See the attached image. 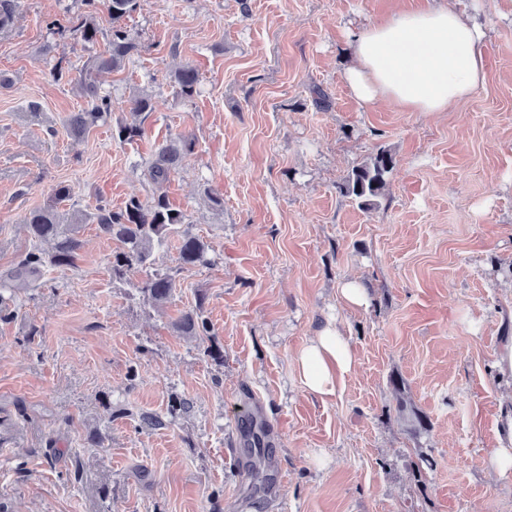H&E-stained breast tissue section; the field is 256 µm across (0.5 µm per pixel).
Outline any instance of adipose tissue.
I'll return each instance as SVG.
<instances>
[{"label":"adipose tissue","mask_w":512,"mask_h":512,"mask_svg":"<svg viewBox=\"0 0 512 512\" xmlns=\"http://www.w3.org/2000/svg\"><path fill=\"white\" fill-rule=\"evenodd\" d=\"M493 23L435 0L365 27L352 40L343 72L350 94L364 106L385 101L409 112H448L484 83L480 51ZM299 372L310 392L335 395L354 366L340 325L327 323L300 351Z\"/></svg>","instance_id":"ef3b65f1"}]
</instances>
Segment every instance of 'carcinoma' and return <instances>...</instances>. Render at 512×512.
Masks as SVG:
<instances>
[{
    "label": "carcinoma",
    "instance_id": "1",
    "mask_svg": "<svg viewBox=\"0 0 512 512\" xmlns=\"http://www.w3.org/2000/svg\"><path fill=\"white\" fill-rule=\"evenodd\" d=\"M91 10L103 6L112 19V30L108 36L107 50L87 58L83 64L84 77L81 91L89 98V108L76 112L68 119V131L81 136L99 123L106 122L114 103L111 96L101 93L97 84L98 72L118 69L123 62L138 51V43L127 30L124 21L137 8L138 0H82ZM69 31L84 42L97 40V28L86 19L70 22ZM173 82L180 93L193 97L198 84V74L192 67H184L172 74ZM143 136V128L137 123H125L112 133V138L131 143ZM193 151V144L185 139L173 140L162 146L146 170L147 178L159 188L168 182L171 172L181 160ZM395 160L386 150L378 152L369 162L354 168L348 175L341 191L355 197L364 204L372 205L384 196L387 177L394 168ZM97 224L101 233L117 244L110 261L112 279L121 281L133 266H145L152 261L154 248L165 242L167 235L178 225L184 224L181 211L171 208L166 195L155 192L152 199L142 202L129 199L125 206L114 210L106 204L97 206L94 213L75 212L66 218L65 212L56 206L31 212L25 219L32 249L25 253L10 271L0 274V320L13 317L17 305V293L40 279L48 270L74 268L81 250L80 233L84 224ZM179 262L182 267L205 266L210 263L208 247L197 235L185 227L180 231ZM48 242L51 250L45 251L41 244ZM144 298L154 304H162L170 298L174 282L166 273L153 272L138 285ZM178 328L188 336L210 335V325L204 316V302L196 304L194 312L181 318ZM249 452L248 477L250 490L257 494L269 484V446L264 432L244 434Z\"/></svg>",
    "mask_w": 512,
    "mask_h": 512
}]
</instances>
